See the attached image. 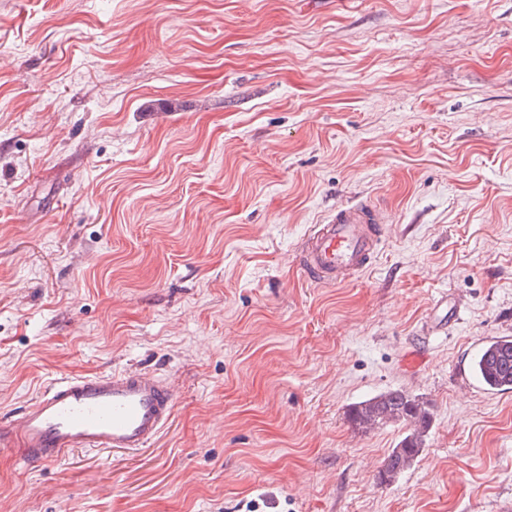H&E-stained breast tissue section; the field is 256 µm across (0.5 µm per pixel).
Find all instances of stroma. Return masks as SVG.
Instances as JSON below:
<instances>
[{"instance_id": "35a3bbf8", "label": "stroma", "mask_w": 512, "mask_h": 512, "mask_svg": "<svg viewBox=\"0 0 512 512\" xmlns=\"http://www.w3.org/2000/svg\"><path fill=\"white\" fill-rule=\"evenodd\" d=\"M363 199L373 263L297 244ZM512 0H0V420L56 377L174 392L149 447L28 464L0 512H498L512 390ZM428 402L407 434L349 408ZM379 224L376 209L366 202L337 208L301 243L298 265L303 277L337 284L364 271L380 244ZM473 376L490 391L512 390V339L486 342L471 362ZM350 422L359 427L389 421L410 426L411 431L392 448L378 472L380 484L392 483L423 450V433L431 421V412L423 402L401 390H393L354 405L349 411Z\"/></svg>"}]
</instances>
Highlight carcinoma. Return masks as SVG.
<instances>
[{
  "mask_svg": "<svg viewBox=\"0 0 512 512\" xmlns=\"http://www.w3.org/2000/svg\"><path fill=\"white\" fill-rule=\"evenodd\" d=\"M473 376L490 391L512 390V339L495 337L486 342L471 362ZM350 422L359 427L401 422L410 432L392 449L378 471L381 484L392 483L423 450V433L431 421L424 403L401 390H393L354 405Z\"/></svg>",
  "mask_w": 512,
  "mask_h": 512,
  "instance_id": "carcinoma-1",
  "label": "carcinoma"
}]
</instances>
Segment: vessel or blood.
Here are the masks:
<instances>
[{
	"label": "vessel or blood",
	"instance_id": "b4317fda",
	"mask_svg": "<svg viewBox=\"0 0 512 512\" xmlns=\"http://www.w3.org/2000/svg\"><path fill=\"white\" fill-rule=\"evenodd\" d=\"M381 240L375 208L358 202L314 225L300 246L305 279L337 284L364 271ZM174 408L159 380L136 373L52 380L14 423L0 425V443L34 462H54L76 449L149 447Z\"/></svg>",
	"mask_w": 512,
	"mask_h": 512
}]
</instances>
